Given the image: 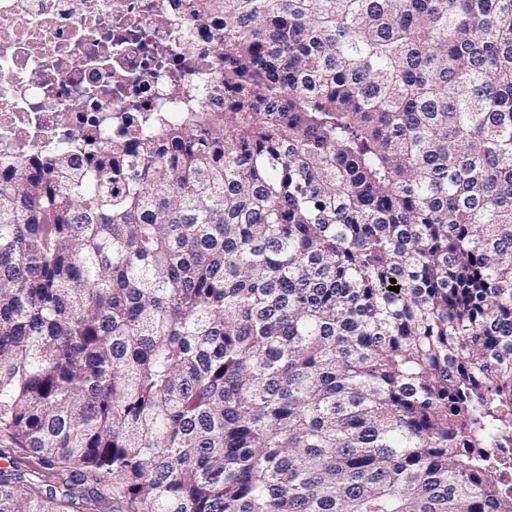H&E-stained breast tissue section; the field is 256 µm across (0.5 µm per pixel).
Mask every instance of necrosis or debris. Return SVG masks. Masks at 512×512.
I'll use <instances>...</instances> for the list:
<instances>
[{"label": "necrosis or debris", "mask_w": 512, "mask_h": 512, "mask_svg": "<svg viewBox=\"0 0 512 512\" xmlns=\"http://www.w3.org/2000/svg\"><path fill=\"white\" fill-rule=\"evenodd\" d=\"M198 0H0V160L111 140L128 117L224 103Z\"/></svg>", "instance_id": "necrosis-or-debris-1"}]
</instances>
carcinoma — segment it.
I'll return each mask as SVG.
<instances>
[{
    "mask_svg": "<svg viewBox=\"0 0 512 512\" xmlns=\"http://www.w3.org/2000/svg\"><path fill=\"white\" fill-rule=\"evenodd\" d=\"M196 18L224 109L0 162V512H512V0Z\"/></svg>",
    "mask_w": 512,
    "mask_h": 512,
    "instance_id": "carcinoma-1",
    "label": "carcinoma"
}]
</instances>
